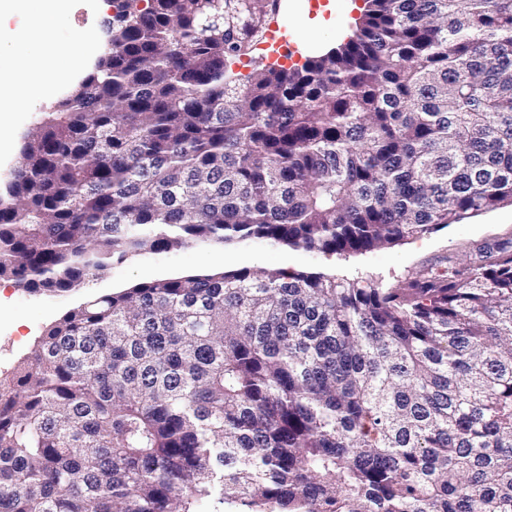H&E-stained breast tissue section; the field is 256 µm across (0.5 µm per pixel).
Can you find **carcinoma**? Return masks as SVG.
I'll list each match as a JSON object with an SVG mask.
<instances>
[{
  "label": "carcinoma",
  "instance_id": "cac0c4a2",
  "mask_svg": "<svg viewBox=\"0 0 512 512\" xmlns=\"http://www.w3.org/2000/svg\"><path fill=\"white\" fill-rule=\"evenodd\" d=\"M0 194V278L256 239L320 255L512 204V0H365L302 65L276 0H110ZM0 512H512V245L400 288L222 271L91 298L0 373Z\"/></svg>",
  "mask_w": 512,
  "mask_h": 512
}]
</instances>
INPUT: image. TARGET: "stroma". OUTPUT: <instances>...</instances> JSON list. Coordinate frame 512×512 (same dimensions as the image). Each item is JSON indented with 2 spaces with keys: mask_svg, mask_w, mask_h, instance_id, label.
<instances>
[{
  "mask_svg": "<svg viewBox=\"0 0 512 512\" xmlns=\"http://www.w3.org/2000/svg\"><path fill=\"white\" fill-rule=\"evenodd\" d=\"M364 0H278L269 22L275 40L256 44L234 64L249 73L256 62L303 64L330 46L345 42L361 15ZM106 12L93 0H75L73 13L54 31L58 44L72 49L81 40L106 41ZM512 240V205L448 225L428 236L362 253L316 255L282 244L247 240L233 244L194 245L164 257L146 255L113 264L85 280L68 296L33 295L0 279V372L25 358L35 340L67 311L89 298L116 293L158 278L210 274L222 270L282 269L363 278L395 288L438 256L468 261L477 244Z\"/></svg>",
  "mask_w": 512,
  "mask_h": 512,
  "instance_id": "1",
  "label": "stroma"
}]
</instances>
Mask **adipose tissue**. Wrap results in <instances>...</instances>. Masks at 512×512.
<instances>
[{"label":"adipose tissue","mask_w":512,"mask_h":512,"mask_svg":"<svg viewBox=\"0 0 512 512\" xmlns=\"http://www.w3.org/2000/svg\"><path fill=\"white\" fill-rule=\"evenodd\" d=\"M73 0H0V157L14 153L7 137L11 117L23 100H41L80 72L93 56V48L68 56L52 38L55 24L69 15ZM27 14L26 27H10V20Z\"/></svg>","instance_id":"1"}]
</instances>
